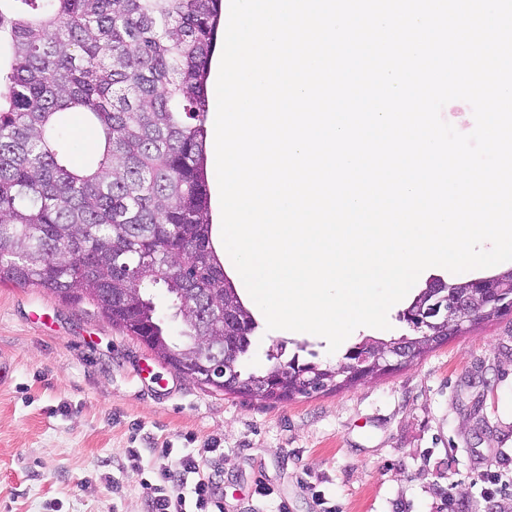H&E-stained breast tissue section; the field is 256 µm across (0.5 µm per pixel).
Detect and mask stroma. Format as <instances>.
Segmentation results:
<instances>
[{
	"instance_id": "obj_1",
	"label": "stroma",
	"mask_w": 512,
	"mask_h": 512,
	"mask_svg": "<svg viewBox=\"0 0 512 512\" xmlns=\"http://www.w3.org/2000/svg\"><path fill=\"white\" fill-rule=\"evenodd\" d=\"M257 323L249 371L277 344L343 357ZM0 362V512H145L155 448L198 449L224 512H448L452 482L460 512H512L480 496L488 478L512 482V314L394 373L266 403L177 374L91 306L2 282Z\"/></svg>"
}]
</instances>
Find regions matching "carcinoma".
<instances>
[{
	"mask_svg": "<svg viewBox=\"0 0 512 512\" xmlns=\"http://www.w3.org/2000/svg\"><path fill=\"white\" fill-rule=\"evenodd\" d=\"M222 0H0V282L44 288L89 304L170 364L175 342L146 289L160 285L174 317L203 307L209 336L235 337L227 373L243 386L267 372L242 360L258 324L224 274L212 241L206 174V91ZM99 133L96 159L66 163L70 115ZM432 277L399 312L428 304ZM138 294L139 328L124 323L122 295ZM236 324L224 332V310ZM468 327L411 342L420 360ZM398 343L364 338L370 356ZM288 374V399L340 391L377 377L343 366L270 355Z\"/></svg>",
	"mask_w": 512,
	"mask_h": 512,
	"instance_id": "obj_1",
	"label": "carcinoma"
}]
</instances>
